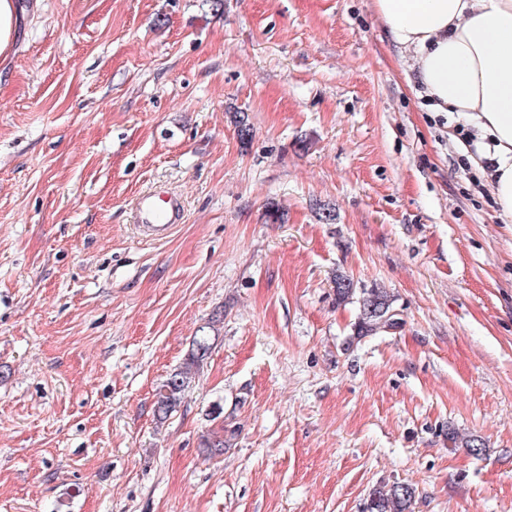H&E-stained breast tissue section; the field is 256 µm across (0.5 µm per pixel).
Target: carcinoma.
<instances>
[{"mask_svg":"<svg viewBox=\"0 0 512 512\" xmlns=\"http://www.w3.org/2000/svg\"><path fill=\"white\" fill-rule=\"evenodd\" d=\"M334 283L337 301L344 303L357 299L359 313L355 324L356 335L375 336L398 327L394 298L386 289L374 287L359 292L352 287L351 280L341 274L336 276ZM216 332L218 329L213 321L201 327L193 336L184 366L170 374L158 393L155 414L159 419L166 418L180 403L193 375L209 358ZM203 449L210 457L224 455V431L208 434L204 438ZM414 495L415 489L411 484L395 483L387 490L375 491L366 505V512H410Z\"/></svg>","mask_w":512,"mask_h":512,"instance_id":"carcinoma-1","label":"carcinoma"}]
</instances>
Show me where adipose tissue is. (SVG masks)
<instances>
[{
  "label": "adipose tissue",
  "mask_w": 512,
  "mask_h": 512,
  "mask_svg": "<svg viewBox=\"0 0 512 512\" xmlns=\"http://www.w3.org/2000/svg\"><path fill=\"white\" fill-rule=\"evenodd\" d=\"M432 112L469 127L471 164L512 218V0H374Z\"/></svg>",
  "instance_id": "1"
}]
</instances>
